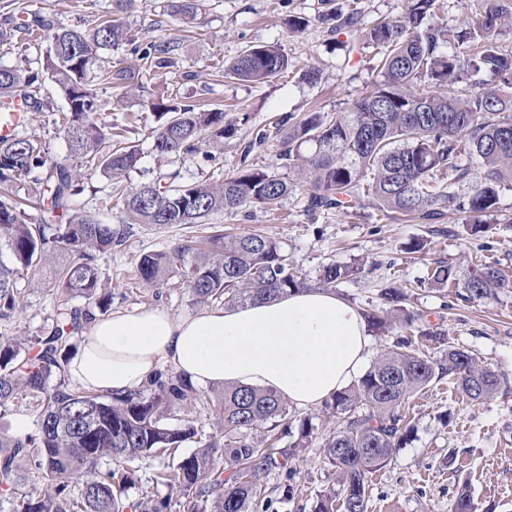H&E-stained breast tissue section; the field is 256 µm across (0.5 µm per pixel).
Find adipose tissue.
<instances>
[{
    "mask_svg": "<svg viewBox=\"0 0 512 512\" xmlns=\"http://www.w3.org/2000/svg\"><path fill=\"white\" fill-rule=\"evenodd\" d=\"M369 343L358 308L327 290L209 306L184 317L142 307L92 322L68 379L119 396L147 386L168 368L196 387L270 389L307 409L357 379Z\"/></svg>",
    "mask_w": 512,
    "mask_h": 512,
    "instance_id": "adipose-tissue-1",
    "label": "adipose tissue"
}]
</instances>
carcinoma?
<instances>
[{"label":"carcinoma","mask_w":512,"mask_h":512,"mask_svg":"<svg viewBox=\"0 0 512 512\" xmlns=\"http://www.w3.org/2000/svg\"><path fill=\"white\" fill-rule=\"evenodd\" d=\"M113 2L112 16L89 32L56 29L33 10L30 20L0 27V44L32 35L36 26L51 30L42 69H0V105L21 94L31 107H42L37 94L48 75L66 101L62 121L71 153L87 165L82 170L56 161L48 168L33 139H0V185L28 180L48 204L41 223L30 224L18 202L0 198V249L11 255L10 264L0 263V316L18 305L17 280L23 273L64 257L51 272L57 314L48 327L31 339L0 336V408L23 396L36 407L32 433L21 438L0 432V492L10 496L11 512H169L172 497L154 496L151 487L158 485L179 493L183 512H271L267 476L281 473L279 488L282 499H288L297 473L294 449L309 447L319 431L307 416L291 448L281 447L293 421L288 401L274 391L226 385L212 396L168 371L137 392L117 397L75 387L66 375L81 333L112 304L98 258L121 245L131 225L199 224L214 212L268 208L295 190L286 177L244 166L218 187L180 184L174 173L165 184L161 176L144 182L125 193L124 218L117 224L75 209L73 197L84 178L98 172L119 182L140 161L135 146L112 145V135L96 121L92 90L95 81L129 89L134 71L111 65L95 72L94 64L104 52L130 45L137 60L163 68L176 48L170 40L135 44L126 21L135 0ZM201 7V0L170 4L191 21ZM437 9L438 0H407L402 17L367 28L364 38L382 48L373 88L332 118L309 113L281 140L278 160L304 176L308 211L343 210L367 177V195L386 217L413 214L434 221L440 205L456 203L471 214L468 236L489 235L492 227L481 217L495 209L502 183L512 181V98L495 88L468 95L437 88L484 72L512 87V52L493 39L503 10L494 3L478 21L454 30L434 21ZM289 66L280 49L250 46L224 68V77L263 83ZM148 110L156 122L154 147L162 155H208L237 133V123L225 119L221 109L161 96L149 101ZM463 152L474 165L458 163ZM446 170L454 180L471 183L466 198L459 201L440 185L438 174ZM137 272L154 286L179 277L196 304L237 306L314 285L332 289L362 267L332 262L310 280L290 261L282 242L262 234L215 231L200 246L180 239L142 255ZM460 283L469 299L512 292V276L495 263H477L465 274L440 263L428 273L427 287L436 291ZM381 296L390 311H363L366 326L384 329L394 318L409 328L422 320L399 289L388 286ZM77 298L84 303L74 304ZM418 335L440 348L442 357L426 355L413 337L404 336L322 405L326 422L337 421L323 436L324 460L336 485L319 492L314 512H367L369 474L386 466L410 440L413 427L402 409L411 397L447 375L473 402L495 395L497 376L470 352L445 345L439 329L421 328ZM175 416L179 424L172 426L168 420ZM203 417L212 420V432L199 426ZM185 442L196 443V449L175 464L164 463ZM23 461L42 487L25 490ZM144 469L152 470L148 486L138 499L122 501L115 490L142 481ZM449 512H475L467 488L455 494Z\"/></svg>","instance_id":"carcinoma-1"}]
</instances>
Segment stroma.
I'll return each mask as SVG.
<instances>
[{
	"instance_id": "obj_1",
	"label": "stroma",
	"mask_w": 512,
	"mask_h": 512,
	"mask_svg": "<svg viewBox=\"0 0 512 512\" xmlns=\"http://www.w3.org/2000/svg\"><path fill=\"white\" fill-rule=\"evenodd\" d=\"M407 0H205V10L192 30L172 16L169 0H136L126 21L140 41L177 39L169 67L136 72L137 92L125 95L106 84H95L100 104L97 120L109 132L137 146L140 162L126 177L127 186L174 172L184 184H222L243 165L281 172L277 158L279 118L300 119L309 112L336 114L366 93L378 78L379 50L367 43L366 28L380 20L398 19ZM37 9L56 27L88 31L98 18L111 14L112 0H0V23L19 19L23 9ZM356 16L350 27H334V19ZM291 16L307 18L302 31H290ZM48 39L30 37L0 44L1 68H41ZM249 45H272L288 55V72L266 83L225 78L223 70ZM319 73L308 82L307 71ZM171 96L188 104L222 108L226 118L248 114L236 137L225 140L215 158L203 154L158 155L153 149L154 118L148 100ZM43 107L30 112L24 135L39 140L48 161L69 157V143L58 121L65 100L51 80L40 91ZM266 141L252 142L258 135ZM467 213L445 206L435 223L415 216L385 218L369 198L348 212H310L304 195L294 192L266 209L218 212L207 216L232 234L262 233L284 241L292 261L308 277L330 262H363L362 274L337 284L335 293L360 309L382 308L378 292L392 285L407 291L415 311L439 326L447 344L471 351L480 365L497 375L493 398L463 399L455 380L445 378L407 403L404 413L413 427L406 447L370 477L368 512H448V502L468 487L476 512H512V293L492 300H465L458 289L438 292L423 287L427 272L445 261L460 269L490 257L512 272V182L499 191L496 209L485 217L494 230L485 241L464 232ZM172 230L134 225L126 241L99 261L112 291V311L161 306L171 314L195 313L190 291L178 278L155 287L138 280L142 254L166 246ZM425 239V256L407 253L409 242ZM19 306L0 319V334L33 336L50 323L54 298L43 274L18 280ZM298 487L293 499L278 503L277 512H313L319 491L335 482L323 459L321 440L300 452Z\"/></svg>"
}]
</instances>
